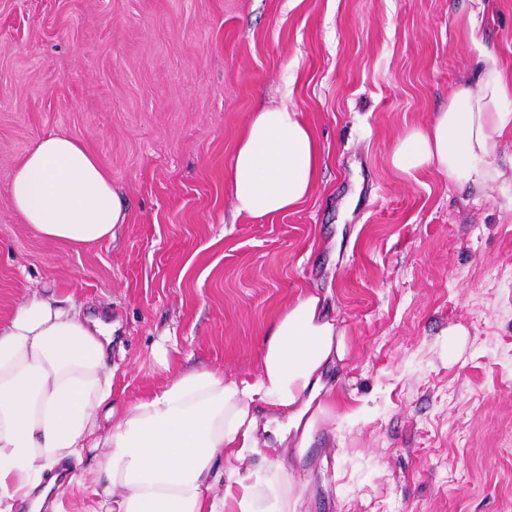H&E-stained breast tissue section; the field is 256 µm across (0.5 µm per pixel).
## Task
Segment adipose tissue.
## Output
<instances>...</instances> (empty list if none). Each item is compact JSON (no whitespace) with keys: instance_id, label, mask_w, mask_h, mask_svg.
Returning <instances> with one entry per match:
<instances>
[{"instance_id":"1","label":"adipose tissue","mask_w":512,"mask_h":512,"mask_svg":"<svg viewBox=\"0 0 512 512\" xmlns=\"http://www.w3.org/2000/svg\"><path fill=\"white\" fill-rule=\"evenodd\" d=\"M476 53L474 76L461 80L447 107L397 140L392 166L431 168L454 184L498 181L500 145L512 138V69L486 50L473 18L460 22ZM318 142L287 106L253 113L240 134L225 186L237 213L268 219L293 212L314 190ZM14 210L44 239L99 242L125 221L112 178L82 143L57 133L38 140L17 163ZM111 334L79 310L31 294L0 323V512H41L56 469L96 455L92 512H298L304 489L288 464L303 455L320 423L336 416L329 372L345 356L344 338L324 296L303 290L270 321L255 376L186 370L166 349L153 358L165 384L129 403L100 430L111 405ZM296 435L294 450L284 447Z\"/></svg>"}]
</instances>
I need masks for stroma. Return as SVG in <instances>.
Returning <instances> with one entry per match:
<instances>
[{"label":"stroma","instance_id":"stroma-1","mask_svg":"<svg viewBox=\"0 0 512 512\" xmlns=\"http://www.w3.org/2000/svg\"><path fill=\"white\" fill-rule=\"evenodd\" d=\"M512 60V0H0V321L39 291L111 322L115 409L163 386L151 356L259 369L261 334L328 288L346 354L336 418L293 465L300 512H512V141L460 187L390 155L470 75L459 21ZM289 103L320 148L310 197L264 222L224 186L251 112ZM65 133L126 202L74 246L24 224L14 168ZM95 452L61 477L89 512Z\"/></svg>","mask_w":512,"mask_h":512}]
</instances>
